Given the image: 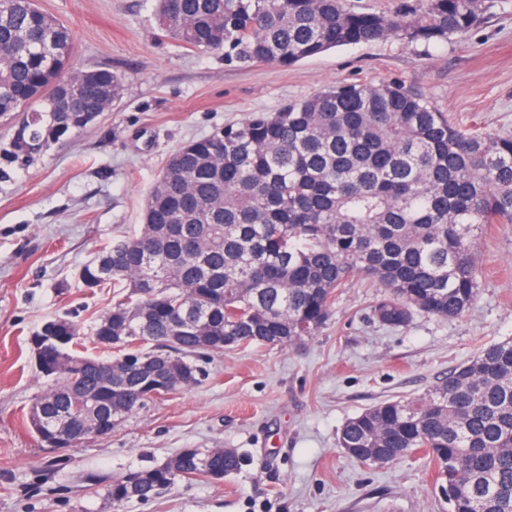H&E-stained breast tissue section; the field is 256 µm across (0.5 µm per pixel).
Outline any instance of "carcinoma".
Listing matches in <instances>:
<instances>
[{
  "mask_svg": "<svg viewBox=\"0 0 512 512\" xmlns=\"http://www.w3.org/2000/svg\"><path fill=\"white\" fill-rule=\"evenodd\" d=\"M501 0H398L389 13L346 0H157L158 30L226 64L290 66L329 49L395 38L436 44L464 35ZM68 27L35 0H0V115L27 108L6 161L27 159L86 127L124 79L72 66ZM75 99L81 111L62 112ZM512 224V134L462 129L400 84H342L258 113L178 148L150 191L143 224L82 265L78 282L112 289L92 336L122 340L101 359L50 318L29 339L42 377L33 398L40 440L74 445L112 433L152 397L151 355L184 365L170 390L202 382L195 358L244 345L292 346L317 335L337 290L356 278L381 289L371 305L390 328L414 313L469 309L481 287L476 240ZM340 446L364 465L425 453L449 512H512V339L483 349L411 400L351 418ZM234 448H184L168 465L97 483L120 506L182 480L233 475Z\"/></svg>",
  "mask_w": 512,
  "mask_h": 512,
  "instance_id": "carcinoma-1",
  "label": "carcinoma"
}]
</instances>
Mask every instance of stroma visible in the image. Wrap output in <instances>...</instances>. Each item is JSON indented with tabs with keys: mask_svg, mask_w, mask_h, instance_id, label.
<instances>
[{
	"mask_svg": "<svg viewBox=\"0 0 512 512\" xmlns=\"http://www.w3.org/2000/svg\"><path fill=\"white\" fill-rule=\"evenodd\" d=\"M73 34L76 67L125 77L110 109L0 180V512H448L419 453L387 465L338 445L345 423L387 399L423 395L481 350L512 339V224L477 240L481 288L461 316L374 317L375 289L343 288L327 327L304 344L210 354L199 386L147 402L109 437L43 446L29 424L47 388L28 339L65 317L89 336L112 304L76 274L100 244L138 229L169 156L193 139L341 84L399 83L461 126L512 133V0L440 44L388 39L290 67L227 65L163 36L155 0H37ZM184 448H236L240 473L195 478L115 506L96 479L164 462Z\"/></svg>",
	"mask_w": 512,
	"mask_h": 512,
	"instance_id": "1",
	"label": "stroma"
}]
</instances>
